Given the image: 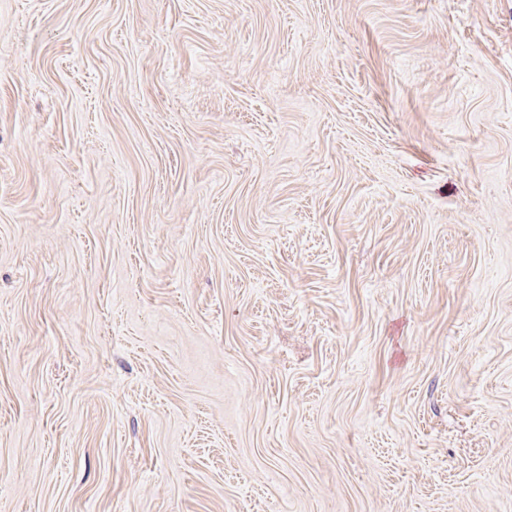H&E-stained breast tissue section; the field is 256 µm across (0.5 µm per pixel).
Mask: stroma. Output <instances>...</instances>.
Listing matches in <instances>:
<instances>
[{
  "instance_id": "1",
  "label": "stroma",
  "mask_w": 512,
  "mask_h": 512,
  "mask_svg": "<svg viewBox=\"0 0 512 512\" xmlns=\"http://www.w3.org/2000/svg\"><path fill=\"white\" fill-rule=\"evenodd\" d=\"M0 512H512V0H0Z\"/></svg>"
}]
</instances>
